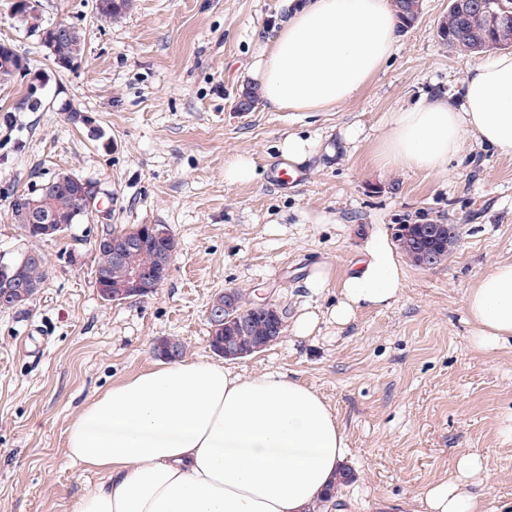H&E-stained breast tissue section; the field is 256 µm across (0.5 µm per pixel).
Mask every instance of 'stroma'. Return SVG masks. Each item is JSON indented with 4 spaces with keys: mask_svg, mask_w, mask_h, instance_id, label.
<instances>
[{
    "mask_svg": "<svg viewBox=\"0 0 512 512\" xmlns=\"http://www.w3.org/2000/svg\"><path fill=\"white\" fill-rule=\"evenodd\" d=\"M11 2L0 0V43L28 58L43 88L32 112L20 106L26 79L0 85V259L36 248L49 273L29 304L0 309V512H74L102 477L65 457L71 420L157 363L158 338L182 340L187 359L213 358L207 308L227 288L286 311L280 340L232 366L288 373L327 399L351 451L343 512H398L453 478L466 452L483 461L472 486L483 512L511 505L512 440L500 426L512 413V345L476 349L465 298L496 264L512 262V155L469 139L442 175L375 163L394 112L458 97L480 59L439 42L448 0H423L389 63L326 112L238 107L288 0H133L114 22L97 18L94 0H42L44 24L86 33L70 69L15 23ZM71 107L88 123L67 121ZM352 126L360 134L349 141ZM291 133L319 148L299 167L302 185L275 190L269 168ZM239 155L252 158L255 178L225 181V163ZM62 172L108 190L111 221L29 239L9 202ZM415 222L459 225L448 259L405 263L391 307L331 321L340 282L369 235ZM134 224L167 225L175 240L168 273L152 295L104 302L93 243ZM320 263L331 278L313 294L302 281ZM310 312L318 323L299 336L297 322Z\"/></svg>",
    "mask_w": 512,
    "mask_h": 512,
    "instance_id": "1",
    "label": "stroma"
}]
</instances>
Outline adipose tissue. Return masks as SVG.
<instances>
[{"instance_id":"1","label":"adipose tissue","mask_w":512,"mask_h":512,"mask_svg":"<svg viewBox=\"0 0 512 512\" xmlns=\"http://www.w3.org/2000/svg\"><path fill=\"white\" fill-rule=\"evenodd\" d=\"M390 0H292L249 71L267 107L325 112L351 100L393 56ZM512 154V52L480 60L454 101L394 113L376 154L383 168L443 174L465 136ZM404 268L379 232L340 285L336 323L396 300ZM473 344H512V262L497 264L465 300ZM64 453L102 474L76 512H315L347 467L349 448L324 398L285 373L241 375L221 362L160 363L86 403ZM478 456L429 488L421 512H482L469 486Z\"/></svg>"}]
</instances>
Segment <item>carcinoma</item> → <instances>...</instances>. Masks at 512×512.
<instances>
[{
    "label": "carcinoma",
    "instance_id": "carcinoma-1",
    "mask_svg": "<svg viewBox=\"0 0 512 512\" xmlns=\"http://www.w3.org/2000/svg\"><path fill=\"white\" fill-rule=\"evenodd\" d=\"M130 0H95V12L105 21L117 19L126 12ZM396 13L399 27L406 29L411 27V22L420 16L422 0H391ZM85 32L75 26L69 28V33L64 38H59L47 46L49 55L54 64L63 67L73 55L75 48L84 44ZM438 39L461 51L475 52V49L483 46V40L490 44H499L504 49L512 47V23L496 26L488 29L484 35L472 31V27L466 25L459 14H448L443 17L437 26ZM27 60L18 54L10 45L0 44V82H9L14 78V72L23 68ZM49 204L61 218L62 222L78 223L80 217L76 216L80 208L79 191L75 187L66 184H57L50 188ZM136 226H131L125 231L105 233L106 242L94 246L97 254L96 270L104 271L108 275L105 284V294L101 299L106 302L121 300L129 283L128 265L141 269H153L158 265L160 254L169 248V244L162 240H150L140 248L130 259V264H119L112 258V243L110 240L134 233ZM457 244V240H448L446 237L432 239L427 235L417 238H399V249L411 261H416L415 255L419 251H436L441 255V260H446L448 254ZM14 281L23 287L27 299H32L43 287L48 271L43 254L38 258L18 263L13 269ZM278 341L282 334L272 335L271 321L268 314L263 311L252 312L247 316L246 322L225 328L224 333L210 337V347L218 355H224V343L228 342L241 356L246 357L255 353L256 347L267 341L268 338Z\"/></svg>",
    "mask_w": 512,
    "mask_h": 512
}]
</instances>
